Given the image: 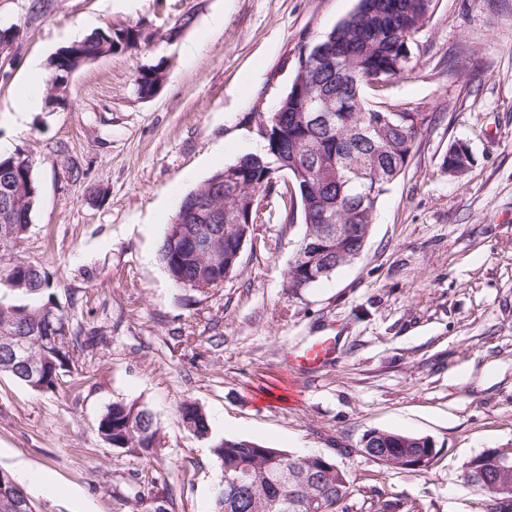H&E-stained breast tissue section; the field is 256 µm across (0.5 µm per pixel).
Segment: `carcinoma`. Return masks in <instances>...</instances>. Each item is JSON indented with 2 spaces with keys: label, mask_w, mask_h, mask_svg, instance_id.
<instances>
[{
  "label": "carcinoma",
  "mask_w": 512,
  "mask_h": 512,
  "mask_svg": "<svg viewBox=\"0 0 512 512\" xmlns=\"http://www.w3.org/2000/svg\"><path fill=\"white\" fill-rule=\"evenodd\" d=\"M434 0H358L353 13L324 38L299 49L295 71L275 112L260 121L267 134L262 153H247L215 171L185 197L173 216L159 250L160 261L178 288L203 291L224 282L238 267L239 242L247 226L239 217L257 212L276 176L265 164L274 163L288 174L299 200L306 232L300 246L323 254L321 266L308 267L296 255L288 271V287L300 291L331 277L357 258L366 246L377 203L406 168L415 141L431 116L426 112L377 106L366 101L363 79L371 75L394 83L412 72L417 36L427 24ZM142 39L133 28L93 32L80 40L81 60L59 59L65 69L85 66L115 51L121 36ZM165 78L162 64L141 70L136 78L138 94L149 96ZM336 100L332 128L313 124L310 105ZM469 148L453 142L442 167L462 174L473 163ZM224 179V196L210 198V183ZM24 200L9 213L0 209V251L14 247L32 222L37 202L33 168L19 156H0V200L7 193ZM203 198L210 214L223 218L212 224L192 206ZM327 224H339L344 234L332 239L322 235ZM214 226L215 244L224 255V266L187 246L199 229ZM49 279L33 265L18 264L0 272V373L30 388L47 392L56 381L42 375L30 379L25 367L7 359L13 343L25 341L32 354L51 369L66 370L69 350L57 339L68 332L65 316L52 301ZM182 421L196 437L211 441L225 483L215 500L216 512H344L342 503L351 494V482L333 460L321 455H294L239 438L211 440L203 410L193 402L180 405ZM98 432L108 445L150 457L159 445L160 429L153 412L136 403H114L101 415ZM365 447L376 451L377 461L390 469L420 472L428 469L438 451L428 437L374 429L364 434ZM466 482L483 492L484 512H512V464L499 463L493 451L482 452L465 464ZM0 512H37L35 503L12 475L0 470ZM377 512H421L413 500L379 502Z\"/></svg>",
  "instance_id": "cac0c4a2"
}]
</instances>
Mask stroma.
Listing matches in <instances>:
<instances>
[{
	"label": "stroma",
	"instance_id": "stroma-1",
	"mask_svg": "<svg viewBox=\"0 0 512 512\" xmlns=\"http://www.w3.org/2000/svg\"><path fill=\"white\" fill-rule=\"evenodd\" d=\"M32 3L0 0V25L20 31L0 66V142L31 160L38 186L0 269L49 277L70 362L50 392L0 374V469L38 512H214L221 469L185 428V401L212 439L334 460L352 483L347 512L388 498L483 512L464 465L512 448V0H435L412 74L368 96L433 120L380 197L363 252L297 293L287 275L306 226L287 220L279 191L218 287H176L159 244L186 194L263 147L257 124L286 93L300 41L357 0H44L39 14ZM110 26L155 37L79 69L56 108L40 98L16 119L58 49ZM161 59L163 86L140 98L139 69ZM455 141L474 157L460 175L442 168ZM317 336L336 338V359L297 370L289 354ZM121 401L154 413V456L100 438V415ZM371 429L430 437L433 465L400 471L361 453Z\"/></svg>",
	"mask_w": 512,
	"mask_h": 512
}]
</instances>
